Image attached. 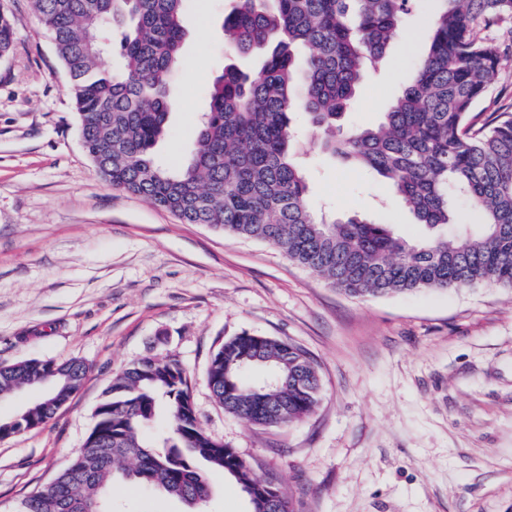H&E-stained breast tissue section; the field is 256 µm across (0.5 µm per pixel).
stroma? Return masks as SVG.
Listing matches in <instances>:
<instances>
[{
	"label": "stroma",
	"instance_id": "obj_1",
	"mask_svg": "<svg viewBox=\"0 0 512 512\" xmlns=\"http://www.w3.org/2000/svg\"><path fill=\"white\" fill-rule=\"evenodd\" d=\"M437 0H415L378 71L344 116L378 123L424 50ZM226 0H192L185 65L171 83L164 160L194 148L212 80L254 57L224 48ZM13 50L0 58V365L80 359V388L46 425L0 440V512L52 481L91 431L113 377L149 354L186 366L202 427L293 512H512V288L354 296L275 247L187 224L111 186L86 154L69 77L31 0H0ZM311 209L359 213L396 233L423 232L388 187L322 153L303 116ZM304 349L319 404L287 428L246 423L206 383L211 355L242 333ZM204 512H249L211 475ZM122 512H183L139 485L113 490Z\"/></svg>",
	"mask_w": 512,
	"mask_h": 512
}]
</instances>
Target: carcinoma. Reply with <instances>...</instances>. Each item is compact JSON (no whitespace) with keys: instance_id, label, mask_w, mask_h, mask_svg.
<instances>
[{"instance_id":"1","label":"carcinoma","mask_w":512,"mask_h":512,"mask_svg":"<svg viewBox=\"0 0 512 512\" xmlns=\"http://www.w3.org/2000/svg\"><path fill=\"white\" fill-rule=\"evenodd\" d=\"M430 40L409 84L377 125L347 134L337 122L370 69L381 65L410 0H231L224 44L261 53L245 73L227 66L207 97L196 146L164 164L154 148L168 134L169 88L182 61L187 0H32L69 74L83 142L98 173L186 224L270 244L351 295L512 288V114L477 128L505 57L482 31L512 24V0H439ZM0 13V58L14 44ZM122 61L102 67L106 55ZM323 132L326 153L367 169L428 234L405 238L357 213L331 219L309 206L292 116ZM480 215L471 226L457 206ZM79 360L26 359L0 366V399L27 386L65 400L82 384ZM206 382L224 411L257 426L288 428L311 415L320 379L300 347L243 333L212 354ZM59 406L38 398L12 429L39 427ZM72 463L28 496L20 512H112L118 483L145 485L184 503L211 496L209 473L241 488L261 486L234 449L200 425L191 381L174 354L145 356L112 381ZM162 431L148 434L155 420Z\"/></svg>"}]
</instances>
